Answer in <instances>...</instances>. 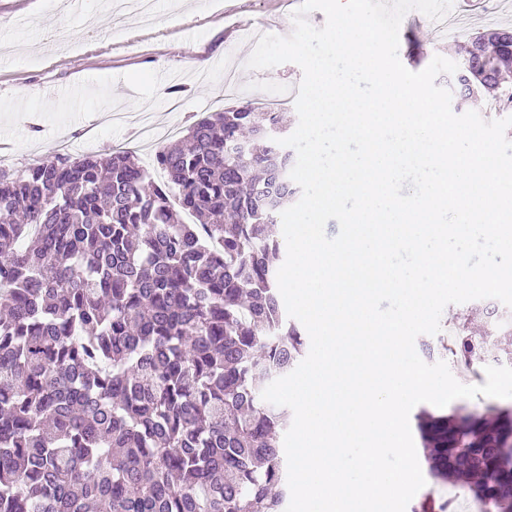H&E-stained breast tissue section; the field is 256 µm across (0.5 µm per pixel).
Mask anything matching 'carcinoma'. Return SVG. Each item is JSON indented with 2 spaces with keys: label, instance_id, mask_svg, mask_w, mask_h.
<instances>
[{
  "label": "carcinoma",
  "instance_id": "carcinoma-1",
  "mask_svg": "<svg viewBox=\"0 0 512 512\" xmlns=\"http://www.w3.org/2000/svg\"><path fill=\"white\" fill-rule=\"evenodd\" d=\"M453 88L512 105V28L469 39ZM285 132L249 101L211 112L157 151L163 185L133 150L0 167V512H283L290 411L261 392L307 351L268 233L300 193ZM447 351L512 360L464 324L425 345ZM416 427L435 481L512 512V408Z\"/></svg>",
  "mask_w": 512,
  "mask_h": 512
}]
</instances>
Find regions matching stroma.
Listing matches in <instances>:
<instances>
[{
  "instance_id": "35a3bbf8",
  "label": "stroma",
  "mask_w": 512,
  "mask_h": 512,
  "mask_svg": "<svg viewBox=\"0 0 512 512\" xmlns=\"http://www.w3.org/2000/svg\"><path fill=\"white\" fill-rule=\"evenodd\" d=\"M301 0H157V23L116 21L108 0H0V148L20 170L69 140L71 155L105 156L134 149L155 180V161L170 129L185 130L227 107L224 73L239 74L240 95L261 102L288 90L297 95L301 68L291 62L251 70L255 43L243 33L276 25L293 31ZM512 25V0L496 12H466L463 32L439 39L428 18L408 12L400 26L399 58L409 70L455 50L479 31ZM178 101L179 111L169 109Z\"/></svg>"
}]
</instances>
